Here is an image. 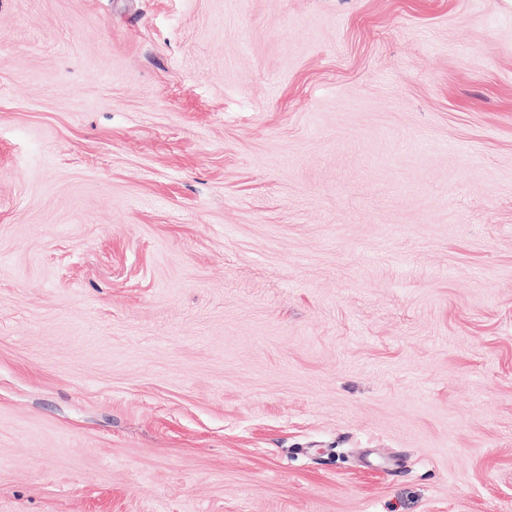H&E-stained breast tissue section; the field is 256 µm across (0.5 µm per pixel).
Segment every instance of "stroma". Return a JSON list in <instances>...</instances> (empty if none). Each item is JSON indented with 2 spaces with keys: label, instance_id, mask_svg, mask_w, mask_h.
Segmentation results:
<instances>
[{
  "label": "stroma",
  "instance_id": "obj_1",
  "mask_svg": "<svg viewBox=\"0 0 512 512\" xmlns=\"http://www.w3.org/2000/svg\"><path fill=\"white\" fill-rule=\"evenodd\" d=\"M0 512H512V0H0Z\"/></svg>",
  "mask_w": 512,
  "mask_h": 512
}]
</instances>
